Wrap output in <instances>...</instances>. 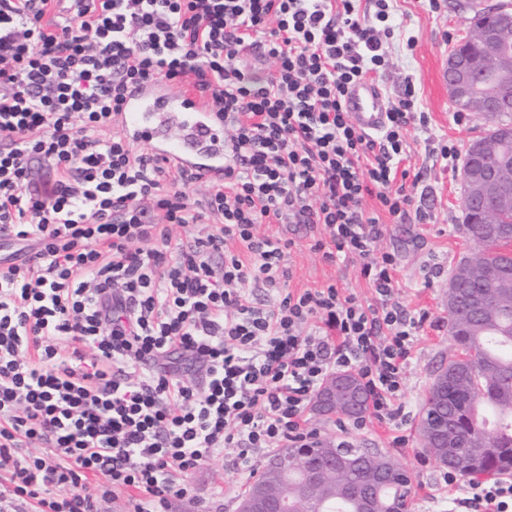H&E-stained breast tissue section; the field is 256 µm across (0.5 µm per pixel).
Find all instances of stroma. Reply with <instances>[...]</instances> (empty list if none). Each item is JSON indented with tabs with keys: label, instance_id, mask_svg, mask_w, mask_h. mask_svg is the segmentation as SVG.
Segmentation results:
<instances>
[{
	"label": "stroma",
	"instance_id": "obj_1",
	"mask_svg": "<svg viewBox=\"0 0 512 512\" xmlns=\"http://www.w3.org/2000/svg\"><path fill=\"white\" fill-rule=\"evenodd\" d=\"M496 0H439L438 9H430L427 0H397L395 9L412 43L393 40L384 49L392 59L391 67L380 81L389 96L399 95L405 77H412L416 89V108L428 118L426 131L408 139V156L420 170L421 197L417 205L425 221L408 219L385 227L378 246L398 258L397 297L408 313L426 314L427 320L414 344L413 361L406 371V401L411 412L405 422L392 424L368 421L361 430L344 428L342 420L320 414L308 407L305 416L309 428L319 439L343 438L353 445L375 448L390 454L411 475L409 500L412 512H471L463 504L469 496L467 479L445 486L444 465L421 444L417 426L423 414L422 401L441 366L447 365L451 352L448 332V279L471 248L463 224L465 200L452 163L443 160V144L466 149L470 139L492 125L491 117L480 112L466 113L456 121L457 106L440 81L452 47L469 31L475 9L495 4ZM258 235H280L293 245L286 256L291 276L288 289L298 291L333 283L344 293L366 301L372 291L353 263L330 264L310 248L313 234L303 224H262ZM440 268L439 276L425 281L424 274ZM188 493L172 498L169 512H236L239 497L252 483L233 465L232 451L206 462L183 478Z\"/></svg>",
	"mask_w": 512,
	"mask_h": 512
}]
</instances>
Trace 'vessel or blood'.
<instances>
[{"label":"vessel or blood","instance_id":"obj_1","mask_svg":"<svg viewBox=\"0 0 512 512\" xmlns=\"http://www.w3.org/2000/svg\"><path fill=\"white\" fill-rule=\"evenodd\" d=\"M346 107L365 132H378L385 124L386 101L376 82L362 80L352 85ZM177 113L185 115L187 129L173 137L164 127ZM121 124L131 142L146 144L152 154L166 158L169 165L213 182L223 181L220 125L200 96H183L155 86L133 88L127 94Z\"/></svg>","mask_w":512,"mask_h":512}]
</instances>
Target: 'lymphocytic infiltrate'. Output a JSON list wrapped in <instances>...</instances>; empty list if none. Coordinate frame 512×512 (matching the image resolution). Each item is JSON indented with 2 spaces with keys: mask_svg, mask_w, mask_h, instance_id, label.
I'll use <instances>...</instances> for the list:
<instances>
[{
  "mask_svg": "<svg viewBox=\"0 0 512 512\" xmlns=\"http://www.w3.org/2000/svg\"><path fill=\"white\" fill-rule=\"evenodd\" d=\"M373 3L0 0V234L18 247L0 257V512H100L121 490L127 512H168L226 449L251 476L316 439L306 409L342 371L377 420L405 418L424 320L377 243L415 208L406 137L428 118L411 85L379 133L346 109L404 32ZM186 83L224 121V180L200 200L116 123L130 88ZM261 224L322 228L313 250L359 263L373 301L287 290L292 242ZM470 489L473 512H512L511 479Z\"/></svg>",
  "mask_w": 512,
  "mask_h": 512,
  "instance_id": "f902f5d3",
  "label": "lymphocytic infiltrate"
}]
</instances>
